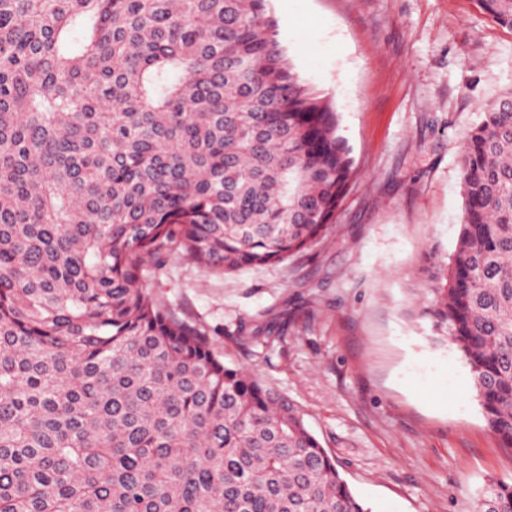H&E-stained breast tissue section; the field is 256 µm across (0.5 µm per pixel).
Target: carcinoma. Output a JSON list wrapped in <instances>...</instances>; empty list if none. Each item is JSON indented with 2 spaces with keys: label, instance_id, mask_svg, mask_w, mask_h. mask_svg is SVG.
I'll use <instances>...</instances> for the list:
<instances>
[{
  "label": "carcinoma",
  "instance_id": "1",
  "mask_svg": "<svg viewBox=\"0 0 512 512\" xmlns=\"http://www.w3.org/2000/svg\"><path fill=\"white\" fill-rule=\"evenodd\" d=\"M512 29V0H476ZM421 309L512 447V93L461 158ZM266 0H0V512H372L288 399L157 307L322 241L353 179ZM475 512H512V483Z\"/></svg>",
  "mask_w": 512,
  "mask_h": 512
}]
</instances>
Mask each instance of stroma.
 Listing matches in <instances>:
<instances>
[{
  "mask_svg": "<svg viewBox=\"0 0 512 512\" xmlns=\"http://www.w3.org/2000/svg\"><path fill=\"white\" fill-rule=\"evenodd\" d=\"M301 78L331 97L356 175L330 234L287 261L219 274L170 247L140 264L152 302L303 413L374 512H473L512 480L468 365L420 315L453 255L460 156L512 90V29L475 0H269Z\"/></svg>",
  "mask_w": 512,
  "mask_h": 512,
  "instance_id": "35a3bbf8",
  "label": "stroma"
}]
</instances>
